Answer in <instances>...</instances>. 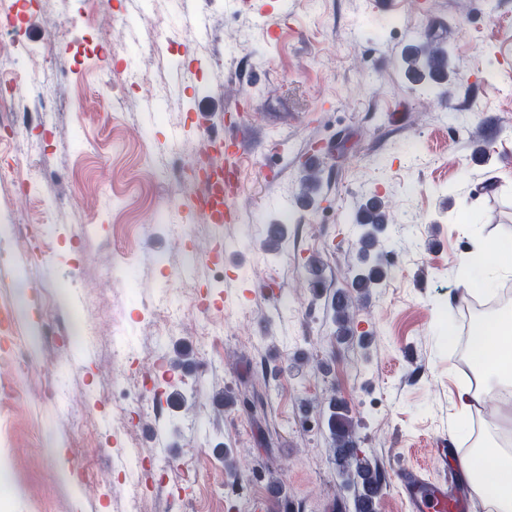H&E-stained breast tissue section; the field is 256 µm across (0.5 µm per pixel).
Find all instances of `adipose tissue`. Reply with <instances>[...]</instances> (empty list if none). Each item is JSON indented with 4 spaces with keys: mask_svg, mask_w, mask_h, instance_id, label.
I'll use <instances>...</instances> for the list:
<instances>
[{
    "mask_svg": "<svg viewBox=\"0 0 512 512\" xmlns=\"http://www.w3.org/2000/svg\"><path fill=\"white\" fill-rule=\"evenodd\" d=\"M459 281L469 286L475 270L486 274V285H493L503 266L497 256V241H478L457 261ZM471 355L486 378L487 388L512 389V311L499 315L470 332ZM477 496L493 504L495 512H512V451L498 449L488 456L475 455L464 463Z\"/></svg>",
    "mask_w": 512,
    "mask_h": 512,
    "instance_id": "obj_1",
    "label": "adipose tissue"
}]
</instances>
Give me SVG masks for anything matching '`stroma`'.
Returning <instances> with one entry per match:
<instances>
[{
	"instance_id": "obj_1",
	"label": "stroma",
	"mask_w": 512,
	"mask_h": 512,
	"mask_svg": "<svg viewBox=\"0 0 512 512\" xmlns=\"http://www.w3.org/2000/svg\"><path fill=\"white\" fill-rule=\"evenodd\" d=\"M25 3L14 25L30 51L0 75L17 106L0 112V223L14 224L0 232V512L39 501L47 512H127L126 448L165 464L146 471L139 512H256L274 484L288 512H355L326 426L333 399L383 474L375 512H411L397 470L439 480L438 440L471 455L476 417L497 423L505 409L489 396L461 410L471 363L456 261L512 227V0L383 10L375 0H101L100 63L76 55L75 0ZM174 30L191 73L178 89ZM427 33L449 52L454 74L441 85L411 82L401 61ZM48 64L63 74L50 114L29 90ZM130 68L143 85L113 96ZM157 91L162 121L150 110ZM212 122L244 142L237 204L249 223L209 224L185 204L195 180L172 175L203 151L200 126ZM308 145L325 152L305 195ZM476 150L484 164L470 162ZM367 194L389 210L382 245L396 260L340 342L332 304L349 282L352 217ZM160 211L185 236L156 223ZM281 223L288 232L270 245L264 227ZM315 257L319 293L308 281ZM160 291L178 327L143 318L141 301ZM89 296L96 340L66 341ZM119 319L129 361L112 351ZM215 324L221 335H206ZM18 336L33 343L26 373L10 347ZM49 384L68 391L67 411L48 402ZM118 386L143 390L142 405L113 407ZM228 453L245 467L227 470Z\"/></svg>"
}]
</instances>
